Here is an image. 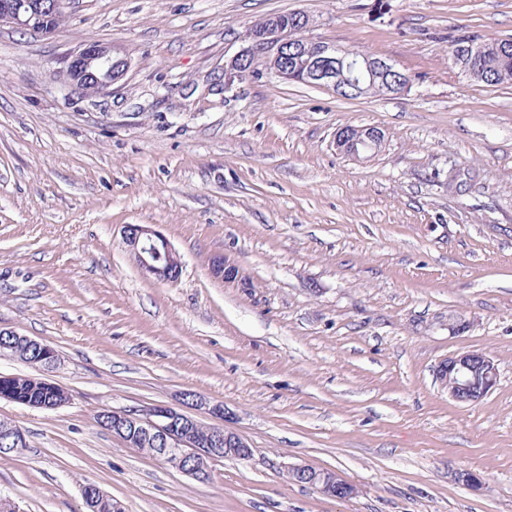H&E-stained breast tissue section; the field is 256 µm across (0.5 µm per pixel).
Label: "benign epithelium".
<instances>
[{
  "instance_id": "benign-epithelium-1",
  "label": "benign epithelium",
  "mask_w": 512,
  "mask_h": 512,
  "mask_svg": "<svg viewBox=\"0 0 512 512\" xmlns=\"http://www.w3.org/2000/svg\"><path fill=\"white\" fill-rule=\"evenodd\" d=\"M61 12L62 0H0V26L9 24L33 33H49L51 23ZM294 24L296 27L290 31L279 15L268 17L262 30L244 40V46L225 65L224 88L247 74L248 62L255 53V45L260 42L272 62L269 73L284 81L304 82L336 94L350 86L358 94L359 83L367 80L383 82L389 78L395 82L393 90L397 93L408 90L409 84L401 82L405 72L389 59L370 54L355 55L335 43L306 35L313 25V18L304 12L296 13ZM290 47L294 48L292 54L288 53ZM62 63L63 67L53 75L64 78L71 90L89 95L110 92L113 85L127 77L131 67L128 58L105 43L83 44L67 54ZM384 140V132L372 128L366 133V139L353 140L355 144L361 143V148H352L350 157L358 160L368 153L373 155L380 151ZM124 240L143 273L167 282L178 279L182 269L180 256L159 231L146 224H128ZM210 273L223 283L238 282L244 288L249 287L239 277L237 265L223 255L212 259ZM0 332L16 336L32 347L40 368L47 370L56 366L58 353L50 345L15 330ZM434 376L455 402L475 404L497 386L498 369L486 352L468 349L441 360L434 369ZM103 413L112 420L114 436L133 448L156 449L158 460L195 480L205 479L206 461L212 458L224 456L247 460L252 456V448L238 433L213 426L206 436L201 437L196 433L200 421L169 405L157 404L144 415L133 410L105 409ZM287 474L291 480L339 500L350 499L357 493L355 485L342 480L331 470L294 465L287 468ZM82 496L89 512H99L109 501V496L96 485L84 487Z\"/></svg>"
}]
</instances>
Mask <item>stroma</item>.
Wrapping results in <instances>:
<instances>
[{"mask_svg": "<svg viewBox=\"0 0 512 512\" xmlns=\"http://www.w3.org/2000/svg\"><path fill=\"white\" fill-rule=\"evenodd\" d=\"M300 11L314 38L391 59L397 96L339 98L263 73L224 84L255 20ZM52 34L0 27V329L53 346L70 396L0 400L23 454L0 456L21 512H512V84L460 74L451 39L512 38V0H64ZM89 42L132 67L110 94L52 75ZM345 126L381 151L340 154ZM460 182L449 185V172ZM127 224L183 266L144 275ZM223 254L247 287L209 272ZM465 330H458L459 322ZM486 351L496 388L464 405L436 382ZM193 392L252 449L199 482L101 427ZM335 471L341 501L288 480ZM480 475L474 490L460 472ZM384 140V132L377 127L372 128L366 133L365 140H363L362 138H356L350 141V143H354V146L349 156L352 157L353 159L358 160L361 159V157L366 156L368 151L370 152V156H372L380 151L381 147L383 146ZM356 143H361L363 147H361L360 150H358L356 148ZM366 158H368V156H366ZM82 496L84 498L86 507L89 508V512H98L99 509L106 504L110 497L106 495L98 486L96 485H89L82 489ZM112 507L114 511H121L119 506L117 504L112 503L111 501L107 504V507H103L100 509L99 512H113Z\"/></svg>", "mask_w": 512, "mask_h": 512, "instance_id": "obj_1", "label": "stroma"}]
</instances>
